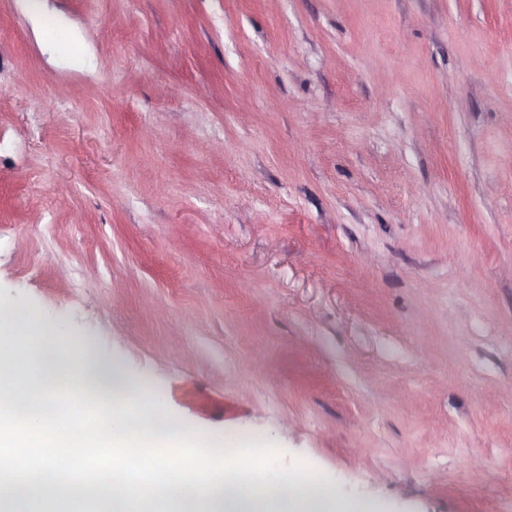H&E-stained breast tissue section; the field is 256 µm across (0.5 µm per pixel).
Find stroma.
<instances>
[{
	"label": "stroma",
	"instance_id": "obj_1",
	"mask_svg": "<svg viewBox=\"0 0 512 512\" xmlns=\"http://www.w3.org/2000/svg\"><path fill=\"white\" fill-rule=\"evenodd\" d=\"M0 306L340 512H512V0H0Z\"/></svg>",
	"mask_w": 512,
	"mask_h": 512
}]
</instances>
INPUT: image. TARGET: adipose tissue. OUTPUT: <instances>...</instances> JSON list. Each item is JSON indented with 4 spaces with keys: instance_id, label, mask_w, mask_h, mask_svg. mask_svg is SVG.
<instances>
[{
    "instance_id": "1",
    "label": "adipose tissue",
    "mask_w": 512,
    "mask_h": 512,
    "mask_svg": "<svg viewBox=\"0 0 512 512\" xmlns=\"http://www.w3.org/2000/svg\"><path fill=\"white\" fill-rule=\"evenodd\" d=\"M29 330L0 307V512H72L67 478L104 470L112 478L96 512H139L155 497L160 512H335L332 486L287 480L263 452L191 454L182 430L154 429L158 409L119 366L76 355V342L60 338L30 348ZM91 393L133 408L134 426L113 432L103 410L85 406Z\"/></svg>"
}]
</instances>
